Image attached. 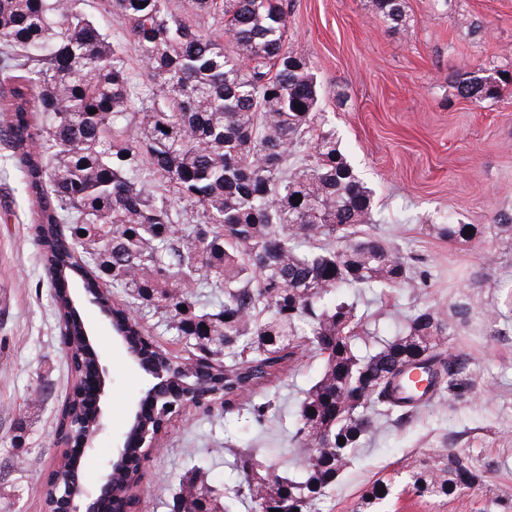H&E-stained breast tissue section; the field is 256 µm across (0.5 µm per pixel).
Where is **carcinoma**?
Segmentation results:
<instances>
[{
    "label": "carcinoma",
    "instance_id": "obj_1",
    "mask_svg": "<svg viewBox=\"0 0 512 512\" xmlns=\"http://www.w3.org/2000/svg\"><path fill=\"white\" fill-rule=\"evenodd\" d=\"M106 2L148 73L139 120L130 117L125 54L82 0H0V139L36 207L31 230L55 285L71 391L93 354L81 341L76 300L61 288L75 279L88 291L104 282L125 292L129 301L119 304L109 289L95 295L124 338L138 341L144 320L161 316L188 356L161 349L153 356L176 374L194 367L182 377L190 385L198 370H215L221 379L208 390L224 396L226 411L248 399L252 428L272 410L254 398L310 352L322 366L292 430L299 475L273 451L261 460L243 448L235 454L243 483L233 497L250 499L252 512H316L354 450L384 425L475 388L469 359L450 341L475 318L506 335L500 323L502 308L512 310V285H499L501 303L478 311L468 302L447 313L421 308L400 335L361 352L354 340L363 315L341 289L383 294L419 288L424 277L367 230L378 223L371 188L332 132H314L316 80L287 42L288 6L194 0L210 30L176 13L172 0ZM374 3L383 21H404V0ZM505 81L503 71L485 68L457 90L480 104ZM493 227L512 243V212H497ZM422 229L461 245L485 233L478 224ZM206 288L215 298L202 300ZM81 412L75 395L66 398L55 433L83 430ZM439 458L409 471L415 496L448 498L485 481L460 453L444 448ZM68 476L62 467L43 483L45 507ZM138 481L112 473L126 494ZM391 489L368 486L362 512H375ZM181 492L206 500L207 512H232L201 468L181 479L169 508Z\"/></svg>",
    "mask_w": 512,
    "mask_h": 512
}]
</instances>
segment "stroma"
Masks as SVG:
<instances>
[{"instance_id": "35a3bbf8", "label": "stroma", "mask_w": 512, "mask_h": 512, "mask_svg": "<svg viewBox=\"0 0 512 512\" xmlns=\"http://www.w3.org/2000/svg\"><path fill=\"white\" fill-rule=\"evenodd\" d=\"M84 10L110 40L125 45L131 80L141 84L142 64L112 14L100 0H86ZM405 12L404 25L393 27L377 16L373 0H291L288 8V37L301 46L317 80L319 125L335 134L374 191V234L427 273L421 288L390 292L368 305L367 326L382 339L393 338L404 316L427 305L445 310L464 297L497 302L499 284L512 281V247L494 233L466 247L423 230L451 218L488 226L497 211L512 210V82L479 105L460 98L455 84L484 67L512 72V0H405ZM32 222L24 175L0 142V506L11 512H44L36 477L55 462L56 413L70 391ZM487 252L497 254V264L482 263ZM92 340L107 371L104 410L112 430L80 461L89 487L99 484L151 383L109 320L97 318ZM452 344L469 358L476 387L408 423L386 425L355 451L319 512H358L364 489L379 478L393 483L379 512H496L495 500L512 498V332L496 336L472 326ZM319 372L317 361L300 358L270 389L277 416L267 430L244 432L247 411L220 406L173 421L161 437L162 452L143 465L138 512H168L180 478L195 465L205 467L217 490L236 488L235 448L274 447L282 461L292 462L290 432ZM42 380L43 402L30 416L19 460L10 443L13 423ZM445 445L485 471V484L444 500L405 492V471L437 457Z\"/></svg>"}]
</instances>
